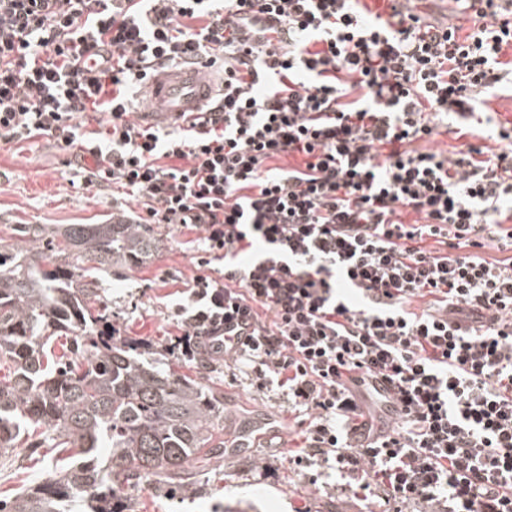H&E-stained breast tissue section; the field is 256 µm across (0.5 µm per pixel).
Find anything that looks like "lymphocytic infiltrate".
<instances>
[{
    "mask_svg": "<svg viewBox=\"0 0 512 512\" xmlns=\"http://www.w3.org/2000/svg\"><path fill=\"white\" fill-rule=\"evenodd\" d=\"M456 3L469 32L413 0H0V140L47 138L135 223L201 230L174 348L252 362L304 416L292 464L393 512H512V257L479 255L512 241V129L423 147L475 135L512 0ZM219 62L203 111L132 121L150 79ZM468 143L483 144L490 147H495L494 141L489 139H482V137H471L470 135L465 136L463 139H456L454 134L439 135L429 142H424L423 147L430 150L446 151L448 149V153H450L461 148L466 149V144Z\"/></svg>",
    "mask_w": 512,
    "mask_h": 512,
    "instance_id": "f902f5d3",
    "label": "lymphocytic infiltrate"
}]
</instances>
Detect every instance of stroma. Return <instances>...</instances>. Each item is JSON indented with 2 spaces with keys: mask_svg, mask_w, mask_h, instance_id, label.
<instances>
[{
  "mask_svg": "<svg viewBox=\"0 0 512 512\" xmlns=\"http://www.w3.org/2000/svg\"><path fill=\"white\" fill-rule=\"evenodd\" d=\"M64 155L45 138L21 143L0 142V245L17 252L30 248L22 230L39 227L55 235L67 224H99L130 207L122 191L84 187L79 167L63 163ZM159 248L146 263L130 270L102 275L103 311L122 338L145 342L147 357L170 360L168 345L180 329L173 316L186 283L196 275L197 232L151 225ZM208 386L224 393L226 452L222 459L191 466L189 486L169 495L155 480L128 491L130 512H216L232 506L239 512H363L366 503L351 492H324L327 469L313 466L303 472L288 461L302 443L300 415L286 398L256 387L253 372L216 363L197 370ZM272 420L277 435L251 440L238 447L245 422ZM38 433H29L8 453L0 455V499H11L23 485L53 476L54 468L40 445Z\"/></svg>",
  "mask_w": 512,
  "mask_h": 512,
  "instance_id": "stroma-1",
  "label": "stroma"
}]
</instances>
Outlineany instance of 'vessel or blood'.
Segmentation results:
<instances>
[{
  "instance_id": "1",
  "label": "vessel or blood",
  "mask_w": 512,
  "mask_h": 512,
  "mask_svg": "<svg viewBox=\"0 0 512 512\" xmlns=\"http://www.w3.org/2000/svg\"><path fill=\"white\" fill-rule=\"evenodd\" d=\"M214 92L209 78L192 68L170 70L151 82L148 90L158 111L173 115L198 111Z\"/></svg>"
}]
</instances>
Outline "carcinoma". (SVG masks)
Wrapping results in <instances>:
<instances>
[{
	"mask_svg": "<svg viewBox=\"0 0 512 512\" xmlns=\"http://www.w3.org/2000/svg\"><path fill=\"white\" fill-rule=\"evenodd\" d=\"M29 232L38 248L25 258L0 250V447L41 430L55 478L0 500V512H123L120 491L154 477L180 492L190 461L224 455V393L101 330L87 280L146 262L159 241L144 224H70L59 242ZM46 252L73 260L47 269Z\"/></svg>",
	"mask_w": 512,
	"mask_h": 512,
	"instance_id": "carcinoma-1",
	"label": "carcinoma"
}]
</instances>
